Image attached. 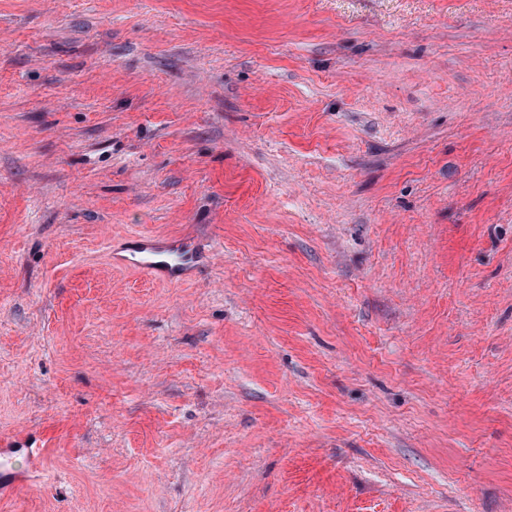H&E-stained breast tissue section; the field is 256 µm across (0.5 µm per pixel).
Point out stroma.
Wrapping results in <instances>:
<instances>
[{"label":"stroma","instance_id":"obj_1","mask_svg":"<svg viewBox=\"0 0 512 512\" xmlns=\"http://www.w3.org/2000/svg\"><path fill=\"white\" fill-rule=\"evenodd\" d=\"M2 445L0 512H512V0H0ZM143 242L145 249L132 259L122 260V264L137 269L155 272L160 278L172 280L180 277L188 270V267L196 263L198 250L194 241L187 240H156L150 239ZM175 256L171 262L169 257Z\"/></svg>","mask_w":512,"mask_h":512}]
</instances>
